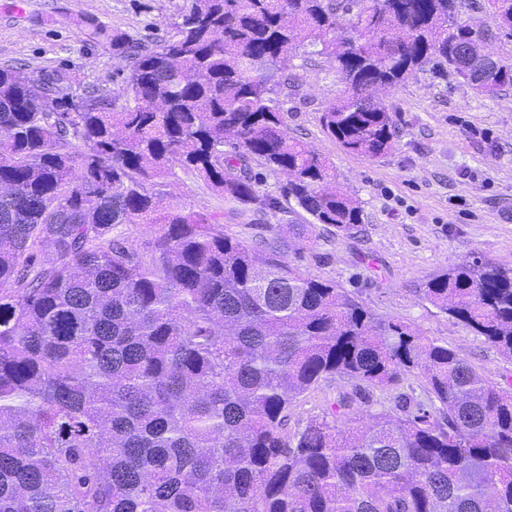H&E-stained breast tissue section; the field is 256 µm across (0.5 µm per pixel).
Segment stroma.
<instances>
[{
	"label": "stroma",
	"mask_w": 512,
	"mask_h": 512,
	"mask_svg": "<svg viewBox=\"0 0 512 512\" xmlns=\"http://www.w3.org/2000/svg\"><path fill=\"white\" fill-rule=\"evenodd\" d=\"M187 5L188 0H0V66L62 69L77 85H96L117 96L124 60L111 45L88 42L66 16L81 13L138 39L165 35ZM299 74L284 128L334 162L339 182L361 203L363 224L352 238L324 234L304 247L293 244L288 261L344 288L374 315L410 324L489 381L512 389V359L419 293L441 268L466 257L512 268V88L486 96L417 73L382 93L399 137L390 153L369 160L345 152L321 126L322 112L344 89L335 64L316 57ZM163 203L222 219L225 233L249 245L288 221L278 211L238 210L185 174L171 180ZM349 387L337 376L321 381L298 398L289 427L322 414Z\"/></svg>",
	"instance_id": "obj_1"
}]
</instances>
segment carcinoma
<instances>
[{"instance_id": "1", "label": "carcinoma", "mask_w": 512, "mask_h": 512, "mask_svg": "<svg viewBox=\"0 0 512 512\" xmlns=\"http://www.w3.org/2000/svg\"><path fill=\"white\" fill-rule=\"evenodd\" d=\"M512 0H190L161 38L103 24L123 93L0 67V512H512V391L448 347L288 263L315 226L353 236L334 163L283 130L294 60L336 63L320 117L341 147L389 153L371 101L426 69L481 94L512 65L459 52ZM287 175L262 193L254 166ZM258 212L298 214L254 246L176 206L175 170ZM159 224L149 254L124 236ZM422 297L512 358V269L471 257ZM421 371L427 400L401 388ZM351 385L294 431L297 398ZM389 406L361 424L369 388Z\"/></svg>"}]
</instances>
